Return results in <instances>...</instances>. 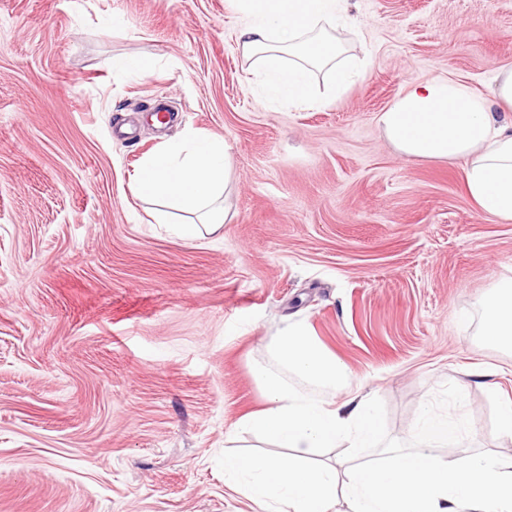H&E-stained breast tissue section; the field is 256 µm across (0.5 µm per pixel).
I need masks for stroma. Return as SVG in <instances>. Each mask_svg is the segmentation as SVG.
<instances>
[{"mask_svg":"<svg viewBox=\"0 0 512 512\" xmlns=\"http://www.w3.org/2000/svg\"><path fill=\"white\" fill-rule=\"evenodd\" d=\"M366 73L336 104L269 101L229 0H0V512H265L224 458L264 398L287 320L375 389L374 462L427 411L512 458L498 411L512 351L478 334L512 280V222L461 161L406 159L376 115L435 76L490 94L512 66V0H358ZM149 63L146 75L124 68ZM166 130L143 118L157 103ZM191 129L230 147L227 220L184 241L151 221L134 169ZM498 370L494 386L471 377Z\"/></svg>","mask_w":512,"mask_h":512,"instance_id":"1","label":"stroma"}]
</instances>
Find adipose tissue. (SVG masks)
Instances as JSON below:
<instances>
[{
    "label": "adipose tissue",
    "instance_id": "adipose-tissue-1",
    "mask_svg": "<svg viewBox=\"0 0 512 512\" xmlns=\"http://www.w3.org/2000/svg\"><path fill=\"white\" fill-rule=\"evenodd\" d=\"M245 21L237 40L260 73L266 95L291 104L334 103L365 73L363 58L337 37L350 0H231ZM330 88L311 90L316 77ZM512 67L496 68L491 96L468 84L433 77L410 85L378 112L379 128L403 157L462 159L466 186L481 212L512 221ZM229 184L224 140L188 132L142 161L131 190L154 204L157 223L187 240L222 228ZM482 336L512 346V280L499 283L485 304ZM279 371L253 367L265 405L242 416L235 429L288 449L285 457L232 455L224 483L277 512H335L345 499L350 512H512V460L477 449L443 462L436 448L461 435L458 421L427 412L415 426L413 446L387 447L381 463L344 459L316 467L318 448L373 446L380 418L370 394L352 385L346 365L329 353L309 327H283L274 345ZM304 382L296 387L288 375Z\"/></svg>",
    "mask_w": 512,
    "mask_h": 512
}]
</instances>
